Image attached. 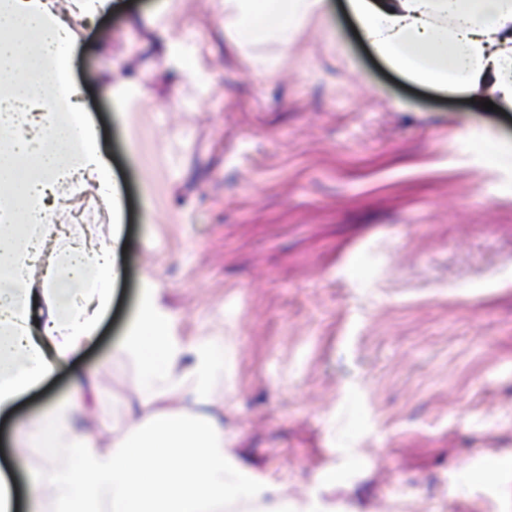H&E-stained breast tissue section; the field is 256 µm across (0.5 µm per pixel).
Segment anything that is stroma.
<instances>
[{"instance_id": "obj_1", "label": "stroma", "mask_w": 512, "mask_h": 512, "mask_svg": "<svg viewBox=\"0 0 512 512\" xmlns=\"http://www.w3.org/2000/svg\"><path fill=\"white\" fill-rule=\"evenodd\" d=\"M159 2L77 32L129 247L98 334L0 411L18 502L53 403L99 440L124 432L140 372L118 346L147 274L175 336L222 347L210 412L228 464L279 485L288 512H512V466L486 468L512 458V159L486 145L512 143V112L412 83L343 15L337 39L306 27L260 68L217 0L164 22L196 84L128 22ZM118 69L144 72L151 105L102 93Z\"/></svg>"}]
</instances>
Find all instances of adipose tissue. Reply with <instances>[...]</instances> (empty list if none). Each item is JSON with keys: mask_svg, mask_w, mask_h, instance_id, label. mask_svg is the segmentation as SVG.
I'll list each match as a JSON object with an SVG mask.
<instances>
[{"mask_svg": "<svg viewBox=\"0 0 512 512\" xmlns=\"http://www.w3.org/2000/svg\"><path fill=\"white\" fill-rule=\"evenodd\" d=\"M363 36L411 81L512 111V0H347ZM111 0H0V410L37 386L97 332L121 274L120 228L111 242L53 241L54 213L75 189L120 214L112 164L72 78L74 23ZM238 43L288 52L308 25L331 30L326 0H222ZM144 277L121 351L140 368L138 417L102 445L52 413L70 466L49 465L42 493L54 512H217L244 493L255 512H288L245 473L229 469L206 404L219 349L171 333Z\"/></svg>", "mask_w": 512, "mask_h": 512, "instance_id": "ef3b65f1", "label": "adipose tissue"}]
</instances>
